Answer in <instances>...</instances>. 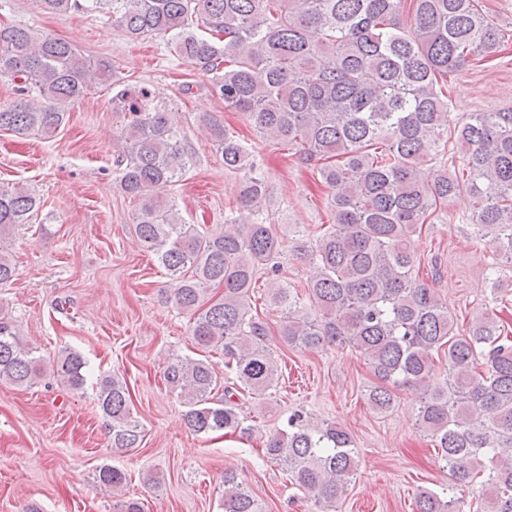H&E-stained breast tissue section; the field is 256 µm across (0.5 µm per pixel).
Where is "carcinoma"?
Here are the masks:
<instances>
[{"label": "carcinoma", "instance_id": "1", "mask_svg": "<svg viewBox=\"0 0 512 512\" xmlns=\"http://www.w3.org/2000/svg\"><path fill=\"white\" fill-rule=\"evenodd\" d=\"M40 2L50 13L106 11L132 40L167 39L211 79L225 110L241 114L269 143L297 147L300 163L329 189L333 224L315 247L294 246L312 269L304 310L278 278L284 240L260 218L270 193L248 139L201 119L224 169L240 177L238 203L253 219L226 217L219 232L185 224L157 191L183 176L191 154L172 113L153 103L148 87L121 85L113 65L92 62L67 41L0 25V77L15 83L17 95L0 108V130L50 139L90 85L118 88L112 108L129 115L130 147L115 181L137 202L135 234L173 282L172 303L189 315L204 353L171 364L166 374L184 394L187 427L249 434L236 398L271 397L278 367L251 299L262 280L269 303L282 312L279 336L288 347L349 346L376 378L365 396L379 414L394 408L397 390H420L416 424L440 448L454 485L479 478L484 512H512V337L488 310L460 331L448 303L414 274L411 248L413 236L464 190L475 223L512 263V110L475 112L453 123L448 95V76L504 39L483 0ZM39 207L30 188L0 186V287L16 276L5 242ZM211 288L223 294L210 297ZM214 351L233 374L217 402L211 394L221 381L207 358ZM439 353L446 367L438 377ZM85 367L72 350L52 364L71 390L84 385ZM44 371L18 326L1 317L0 381L26 387ZM97 401L112 448L139 447L143 435L127 384L103 378ZM263 445L317 512L335 510L358 467L346 429L314 424L300 411ZM125 481L118 468L96 470V483L106 489ZM222 509L264 512L233 471L224 473ZM416 509L459 512L454 499L429 491L419 494Z\"/></svg>", "mask_w": 512, "mask_h": 512}]
</instances>
